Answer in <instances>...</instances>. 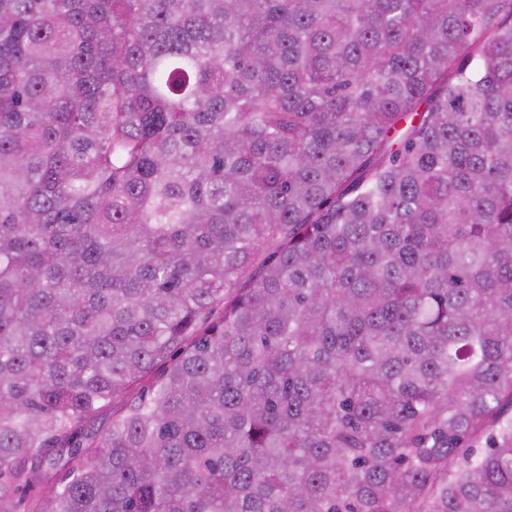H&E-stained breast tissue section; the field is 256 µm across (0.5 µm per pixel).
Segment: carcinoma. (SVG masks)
<instances>
[{
    "instance_id": "obj_1",
    "label": "carcinoma",
    "mask_w": 512,
    "mask_h": 512,
    "mask_svg": "<svg viewBox=\"0 0 512 512\" xmlns=\"http://www.w3.org/2000/svg\"><path fill=\"white\" fill-rule=\"evenodd\" d=\"M48 467L512 512V0H0V512ZM146 389L147 387H142L140 389L131 391L128 394L119 397L114 402H112V405L110 407L100 412L91 422L90 426L85 425V427H82L81 432L88 431L90 427L91 429L93 428V430L97 432L105 431L112 423V417L123 411L127 404L137 400Z\"/></svg>"
}]
</instances>
